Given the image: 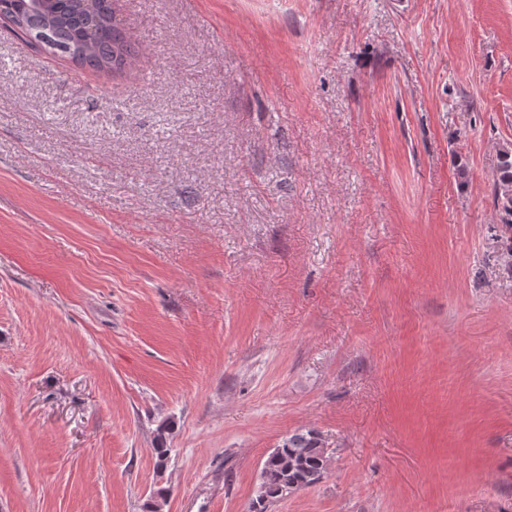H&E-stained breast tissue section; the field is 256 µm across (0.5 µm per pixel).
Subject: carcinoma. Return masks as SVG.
<instances>
[{
	"label": "carcinoma",
	"instance_id": "obj_1",
	"mask_svg": "<svg viewBox=\"0 0 512 512\" xmlns=\"http://www.w3.org/2000/svg\"><path fill=\"white\" fill-rule=\"evenodd\" d=\"M107 0H94L91 9L77 7V0H46L30 10L25 0H0V15L21 18L17 27L36 43L69 55L94 69L118 66L136 54L116 22ZM494 200L501 223L512 228V149L500 151L493 176ZM328 447L319 432L306 430L284 439L264 461L258 495L250 512H267L270 504L316 484L326 472Z\"/></svg>",
	"mask_w": 512,
	"mask_h": 512
}]
</instances>
